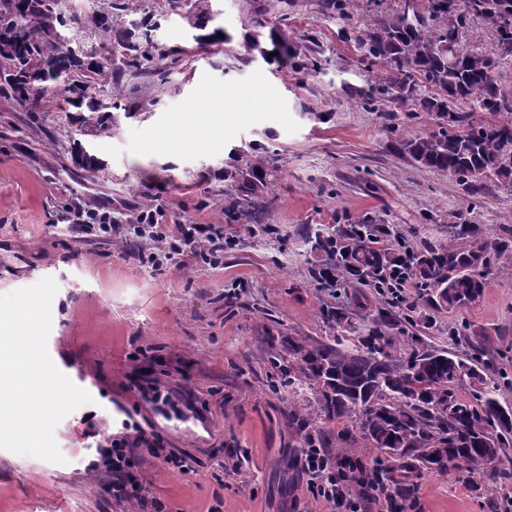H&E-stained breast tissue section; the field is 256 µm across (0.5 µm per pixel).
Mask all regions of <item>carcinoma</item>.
Returning <instances> with one entry per match:
<instances>
[{
    "mask_svg": "<svg viewBox=\"0 0 512 512\" xmlns=\"http://www.w3.org/2000/svg\"><path fill=\"white\" fill-rule=\"evenodd\" d=\"M133 0H102L90 15L60 9L62 0H0V99L26 112H37L55 101L72 109L71 123L92 139L112 137L118 125L112 111L129 116L142 106L126 102L124 87L114 78L121 68L102 61H86L63 31L91 27L113 41L122 57L134 67L132 76L164 82L167 72L152 61L143 44L158 29V19L145 14L117 29L112 19L128 10ZM419 13L408 19L398 7L364 21L356 43L363 57L379 67L373 86L357 90L368 104L375 95L402 104L425 90L423 111L442 119L438 130L398 141L393 149L410 155L421 167L450 173L472 197L479 198L487 181L512 184V162H502L505 146L512 143V123L476 121V112H512V85L502 83L503 69L512 65V0H417ZM358 0H323V8L336 22L349 24ZM274 5L254 10L248 36L249 62L254 57L295 61L305 69L314 49L299 46L288 29L268 25L266 14ZM212 0H192L181 15L197 41L220 43V30L205 32L213 20ZM486 23L493 47L486 51L467 45L472 24ZM270 157L253 146L235 152V164L224 170L233 183L235 200L226 212L239 221L249 214L265 189ZM383 230L371 218L350 224L317 225L307 239L314 240L321 263L312 277L325 282L355 281L380 294L390 269L402 263L382 238ZM512 250V227L499 237H485L479 225L465 218L448 223V242L420 252L407 251L418 288L434 306L467 305L485 288L492 261ZM388 323L373 320L367 334L351 342L334 336L329 342L309 346L288 340V361L295 366L292 379L315 384L320 411L328 421H354L357 431L347 435L337 451V476L347 478L365 470H388L403 480L399 497H409L415 484L411 474L422 470L462 471L473 465L491 466L487 479L498 485L512 482V459H503L512 446V407L498 395L499 379L487 384L486 367L479 354L463 360L433 348L413 350L407 356L391 352ZM470 379L480 385L473 402L458 399V382ZM293 427L301 447L312 448L311 419L295 411ZM354 448H376L392 459L384 467H367L352 456Z\"/></svg>",
    "mask_w": 512,
    "mask_h": 512,
    "instance_id": "cac0c4a2",
    "label": "carcinoma"
}]
</instances>
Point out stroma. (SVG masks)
<instances>
[{
  "instance_id": "obj_1",
  "label": "stroma",
  "mask_w": 512,
  "mask_h": 512,
  "mask_svg": "<svg viewBox=\"0 0 512 512\" xmlns=\"http://www.w3.org/2000/svg\"><path fill=\"white\" fill-rule=\"evenodd\" d=\"M321 3L288 0L286 12L268 15L299 43L316 41L319 63L309 75L290 63L244 62L253 0H213V24L230 37L221 48L197 44L180 19L164 24L155 43L179 51L161 62L168 82L126 78L129 100L149 108L94 142L107 164L102 176L73 163L75 133L59 106L24 112L0 102V295L54 278L48 352L92 397L55 429L63 463L0 449V512H138L86 471L101 432L133 422L194 460L182 473L144 448L132 457L131 480L164 512H344L315 499L294 467L300 437L289 418L298 408L309 413L331 453L351 424L326 421L314 386L289 383L283 356L288 339L336 336L322 317L329 307L360 335L386 315L395 355H409L420 337L463 358L479 351L491 371L512 372V260L494 263L479 299L440 309L416 296L392 303L371 288L327 289L312 279L308 225L371 217L390 245L402 240L420 251L447 241L456 214L495 236L512 217V186L487 185L476 205L453 176L392 149L439 120L415 100L356 103L355 89L369 87L375 69ZM257 87L264 95L255 101ZM200 124L222 138L159 146L162 136ZM255 143L276 160L259 216L269 234H249L224 217L234 195L224 170L233 149ZM78 202L110 209L123 226L146 202L164 209L172 232L191 222L223 225L221 261L140 262L134 254L148 241L75 231L70 208ZM152 380L176 393L179 413L143 402L139 389ZM414 482V512H498L512 492V483L489 490L477 473L425 470Z\"/></svg>"
}]
</instances>
